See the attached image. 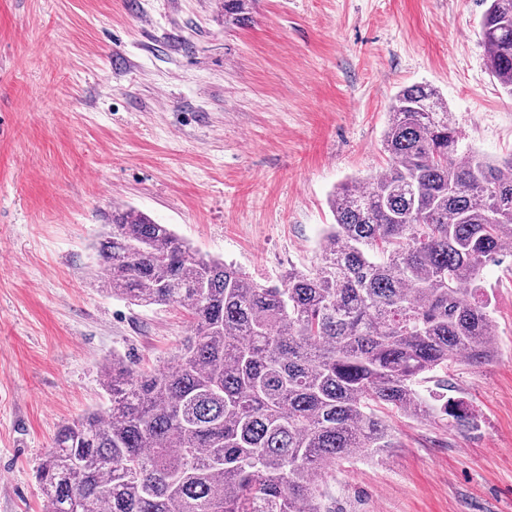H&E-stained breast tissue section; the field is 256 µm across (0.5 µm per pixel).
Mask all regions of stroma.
<instances>
[{"mask_svg": "<svg viewBox=\"0 0 512 512\" xmlns=\"http://www.w3.org/2000/svg\"><path fill=\"white\" fill-rule=\"evenodd\" d=\"M484 0H0V512H45L57 430L105 406L112 357L169 363L184 308L102 292L95 246L116 206L147 213L258 282L311 268L339 183L386 164L403 86L448 104L463 149L512 153ZM491 361L428 373L472 420L389 414L396 447L337 460L329 512H512V254L483 270ZM256 0H224V22L227 25H240L249 20L248 15Z\"/></svg>", "mask_w": 512, "mask_h": 512, "instance_id": "obj_1", "label": "stroma"}]
</instances>
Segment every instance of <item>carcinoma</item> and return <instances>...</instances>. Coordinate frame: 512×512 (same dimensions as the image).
<instances>
[{
    "mask_svg": "<svg viewBox=\"0 0 512 512\" xmlns=\"http://www.w3.org/2000/svg\"><path fill=\"white\" fill-rule=\"evenodd\" d=\"M487 2L489 73L512 96V0ZM254 3L224 0V24ZM460 140L434 87L400 89L387 166L334 188L318 262L272 284L112 208L101 289L178 304L190 326L168 366L101 367L109 405L62 426L37 470L45 512H324L316 474L394 447L378 408L434 416L416 384L491 359L482 271L512 247V153Z\"/></svg>",
    "mask_w": 512,
    "mask_h": 512,
    "instance_id": "obj_1",
    "label": "carcinoma"
}]
</instances>
